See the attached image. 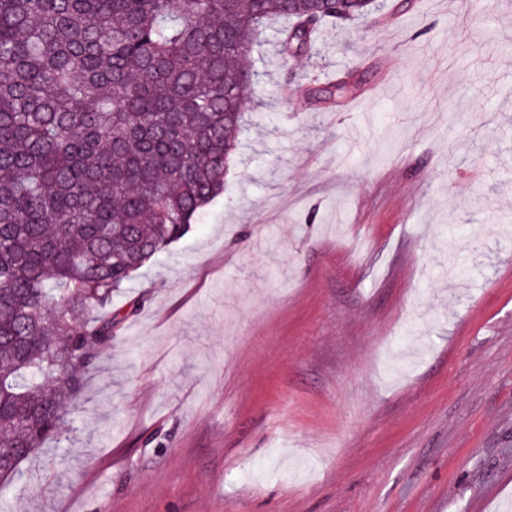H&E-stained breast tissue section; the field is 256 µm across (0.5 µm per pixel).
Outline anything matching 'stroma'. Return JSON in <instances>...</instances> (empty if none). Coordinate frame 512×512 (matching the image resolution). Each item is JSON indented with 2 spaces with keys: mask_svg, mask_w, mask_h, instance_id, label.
Here are the masks:
<instances>
[{
  "mask_svg": "<svg viewBox=\"0 0 512 512\" xmlns=\"http://www.w3.org/2000/svg\"><path fill=\"white\" fill-rule=\"evenodd\" d=\"M275 45L14 512H512V0Z\"/></svg>",
  "mask_w": 512,
  "mask_h": 512,
  "instance_id": "35a3bbf8",
  "label": "stroma"
}]
</instances>
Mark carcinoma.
Wrapping results in <instances>:
<instances>
[{
	"instance_id": "obj_1",
	"label": "carcinoma",
	"mask_w": 512,
	"mask_h": 512,
	"mask_svg": "<svg viewBox=\"0 0 512 512\" xmlns=\"http://www.w3.org/2000/svg\"><path fill=\"white\" fill-rule=\"evenodd\" d=\"M362 0H0V509L128 314L224 194L274 18L283 58Z\"/></svg>"
}]
</instances>
